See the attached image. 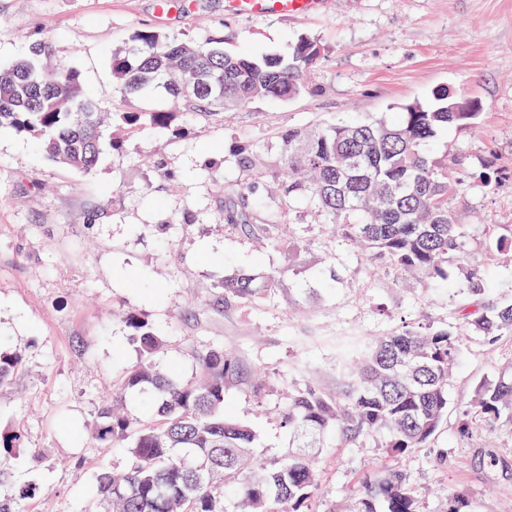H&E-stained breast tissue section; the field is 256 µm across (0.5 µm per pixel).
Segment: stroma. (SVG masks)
<instances>
[{
  "mask_svg": "<svg viewBox=\"0 0 512 512\" xmlns=\"http://www.w3.org/2000/svg\"><path fill=\"white\" fill-rule=\"evenodd\" d=\"M138 30L195 44L220 34L225 49L259 56L287 54L310 36L322 56L300 96L255 99L180 136L144 131L124 139L122 156L104 154L89 175L36 156L26 138L0 134V335L27 348L23 369L0 388V424L40 451L14 471L16 485L40 487L27 512H88L96 471L126 465L123 449L100 455L91 428L102 395L138 359L122 322L128 310L163 330L159 361L182 376L195 373L194 349L221 346L276 389L304 379L335 390L337 338L447 324V289L374 263L304 206L292 208L278 249L225 225L232 202L218 185L251 180L221 163L238 142L265 147L271 165L281 130L390 121L445 89L481 110L474 124L439 132L431 148L433 157L464 163L450 206L457 223L472 227L471 261L483 259L488 225L512 224V178L488 193L477 177L492 156L512 171V0H322L306 14L265 16L230 12L228 0L169 10L158 0H0V67L43 40L53 63L79 67L101 111L170 107L115 91L107 59ZM240 270L279 271L271 297L218 306L224 277ZM302 288L320 290L321 302L301 306ZM511 364L512 340L464 343L449 421L413 453L388 460L371 444L323 449L320 512H349L350 487L383 460L406 475L420 512H448L456 494L462 512H512V427L482 420L463 435L455 423L479 383ZM224 410L253 427L259 447L287 444L273 401L254 403L236 386Z\"/></svg>",
  "mask_w": 512,
  "mask_h": 512,
  "instance_id": "35a3bbf8",
  "label": "stroma"
}]
</instances>
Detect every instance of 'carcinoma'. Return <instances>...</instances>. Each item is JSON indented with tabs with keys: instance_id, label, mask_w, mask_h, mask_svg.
<instances>
[{
	"instance_id": "cac0c4a2",
	"label": "carcinoma",
	"mask_w": 512,
	"mask_h": 512,
	"mask_svg": "<svg viewBox=\"0 0 512 512\" xmlns=\"http://www.w3.org/2000/svg\"><path fill=\"white\" fill-rule=\"evenodd\" d=\"M48 45L36 42L11 68L0 70V133L30 138L33 149L65 167L90 174L100 156L122 153V141L103 130L117 126L133 136L145 129L178 134L177 113L97 111L80 71L46 64ZM322 54L319 42L302 36L288 57L228 54L224 41L194 45L137 31L131 46L111 58L121 97L147 96L162 88L184 102L190 116L203 118L226 104L266 98L286 101L308 90L307 70ZM468 101L448 91L434 103L409 104L401 118L324 123L278 134L277 168L284 175L279 199L314 206L336 236L353 241L373 260L400 271L451 283L448 326H403L385 336L336 343V393L313 382H289L279 404V425L288 448L265 461L254 452L257 435L246 422L224 412V392L245 383L240 363L220 346L193 351L195 376L163 369L157 356L161 332L140 313L124 315L127 342L139 351L112 392L100 400L93 427L95 447L107 455L128 453L126 467L96 475V512H312L320 491L316 453L330 440L362 448L369 442L390 457L425 447L448 420L449 378L459 347L473 335L496 345L512 339V299L489 294L482 265L449 279L450 269L468 254V227L455 221L449 199L460 186L462 160L431 159L438 132L479 117L465 112ZM234 164L266 177L268 165L253 143L241 142ZM505 170L485 160L479 175L494 192ZM253 183H226L221 191L240 197L243 207L266 212L259 231L269 247L280 245L284 211L255 195ZM512 254V226L489 235L485 257ZM276 276L239 274L224 280L219 305L251 302L275 287ZM26 348L0 340V387L21 371ZM140 416L131 419L130 402ZM512 424V374L481 383L475 398L459 410L457 430L465 433L480 418ZM25 450L20 431L0 427V512H21L37 484L16 486L11 461ZM351 512H420L406 478L376 470L363 489L351 491Z\"/></svg>"
}]
</instances>
